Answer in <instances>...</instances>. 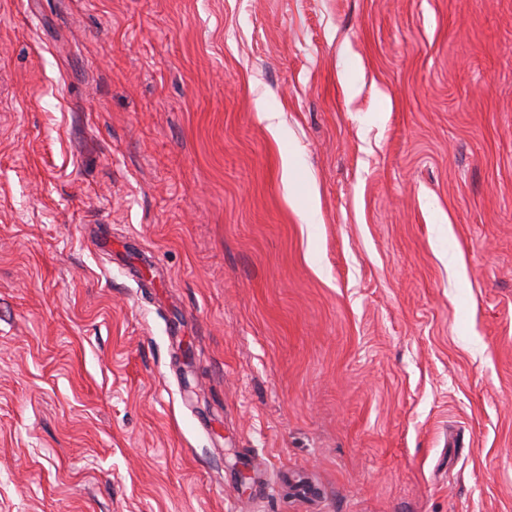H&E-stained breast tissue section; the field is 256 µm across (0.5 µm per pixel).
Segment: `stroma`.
<instances>
[{
    "label": "stroma",
    "instance_id": "obj_1",
    "mask_svg": "<svg viewBox=\"0 0 512 512\" xmlns=\"http://www.w3.org/2000/svg\"><path fill=\"white\" fill-rule=\"evenodd\" d=\"M0 512H512V0H0Z\"/></svg>",
    "mask_w": 512,
    "mask_h": 512
}]
</instances>
